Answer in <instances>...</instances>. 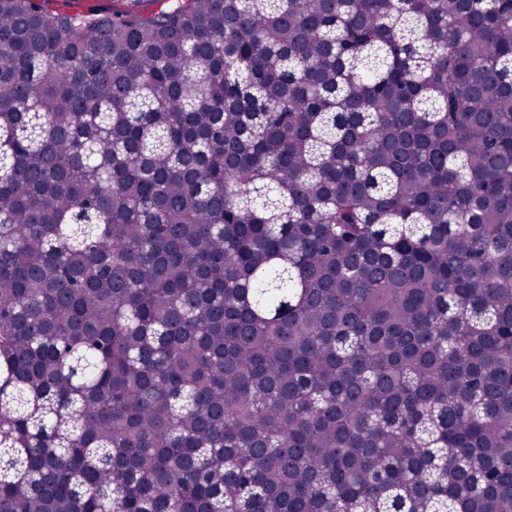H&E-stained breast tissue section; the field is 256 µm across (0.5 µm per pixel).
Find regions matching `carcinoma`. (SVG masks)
<instances>
[{
  "label": "carcinoma",
  "instance_id": "obj_1",
  "mask_svg": "<svg viewBox=\"0 0 512 512\" xmlns=\"http://www.w3.org/2000/svg\"><path fill=\"white\" fill-rule=\"evenodd\" d=\"M0 0V512H512V0Z\"/></svg>",
  "mask_w": 512,
  "mask_h": 512
}]
</instances>
